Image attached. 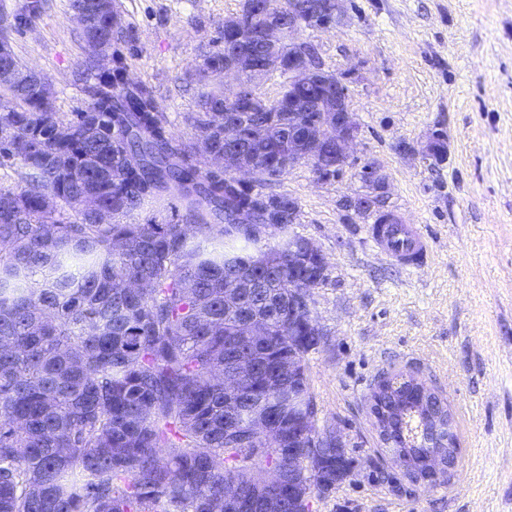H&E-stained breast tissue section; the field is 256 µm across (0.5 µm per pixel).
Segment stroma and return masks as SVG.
Listing matches in <instances>:
<instances>
[{"instance_id": "stroma-1", "label": "stroma", "mask_w": 512, "mask_h": 512, "mask_svg": "<svg viewBox=\"0 0 512 512\" xmlns=\"http://www.w3.org/2000/svg\"><path fill=\"white\" fill-rule=\"evenodd\" d=\"M0 0L15 18L10 44L45 75L61 119L85 109L80 29L70 0ZM133 39L126 75L151 87L173 132L195 142L194 72L241 0H113ZM342 24L306 29L326 68L346 75L359 125L354 161L320 181L289 168L269 194L297 199L293 233L322 251L312 296L324 333L306 359L319 427L340 429L356 468L313 512H512V0H344ZM443 133L446 152L426 146ZM376 158L389 205L420 225L431 252L418 269L374 246L369 218L346 202L365 191ZM414 367L448 400L460 453L435 486L398 489L402 474L373 426L367 398L380 372Z\"/></svg>"}]
</instances>
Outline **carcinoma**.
<instances>
[{"instance_id": "obj_1", "label": "carcinoma", "mask_w": 512, "mask_h": 512, "mask_svg": "<svg viewBox=\"0 0 512 512\" xmlns=\"http://www.w3.org/2000/svg\"><path fill=\"white\" fill-rule=\"evenodd\" d=\"M243 0L247 26H270L288 14L257 13ZM113 5L81 31L96 35L112 56L101 70L89 60L79 76L87 107L61 121L37 86L0 80V166L18 184L0 187V512H258L268 496L255 471L275 466L283 480L273 494L286 512H312V500L336 492L327 484L336 458L305 460L313 429L288 413V387L301 393L305 413L315 404L307 355L319 343L288 293L325 281L320 261L293 239L288 261V195L259 187L288 173V114L294 90L273 99L256 92L229 99L224 45L246 32L219 28L216 48L196 72L195 123L206 148L224 153V113L236 130L241 163L262 173L243 188L223 171L201 168L195 147L172 132L154 92L125 79L120 46L132 30ZM278 60L288 75V43L248 46L247 59ZM313 109L331 90L312 83ZM91 197L109 213L100 221L83 206ZM180 202L181 224H131L120 218L164 198ZM247 210L253 224H226L224 212ZM261 224H278L282 237ZM125 243L117 250L115 245ZM231 289L232 303L224 302ZM265 331L262 343L236 338L242 316ZM257 369L245 396L224 392V357L237 350ZM274 431L268 444L248 431L254 410ZM404 409L384 376L371 390L380 435L390 430L404 455L430 453L418 432V391L402 392ZM264 452L254 454L252 449ZM304 472L288 480V465ZM237 484L244 506L224 505V484Z\"/></svg>"}]
</instances>
